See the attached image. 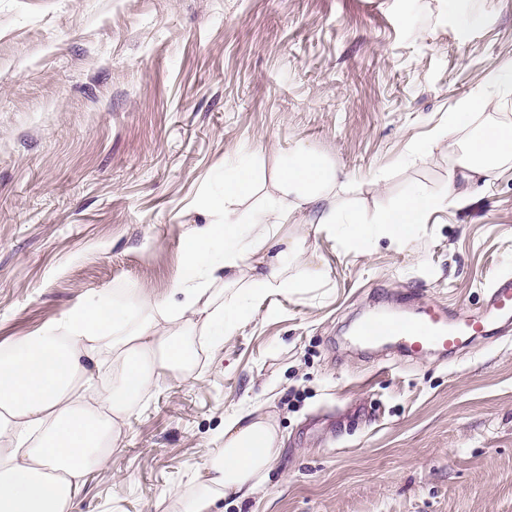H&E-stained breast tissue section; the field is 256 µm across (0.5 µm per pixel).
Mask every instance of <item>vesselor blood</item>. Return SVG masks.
Wrapping results in <instances>:
<instances>
[{"label": "vessel or blood", "mask_w": 512, "mask_h": 512, "mask_svg": "<svg viewBox=\"0 0 512 512\" xmlns=\"http://www.w3.org/2000/svg\"><path fill=\"white\" fill-rule=\"evenodd\" d=\"M488 313L457 317L435 308L419 316H370L355 328L360 342L372 344L393 337L415 354L439 350L456 352L475 338L512 324V277L493 282Z\"/></svg>", "instance_id": "obj_1"}]
</instances>
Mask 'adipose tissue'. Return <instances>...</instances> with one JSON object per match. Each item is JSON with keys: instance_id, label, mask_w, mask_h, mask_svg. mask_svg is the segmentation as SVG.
I'll use <instances>...</instances> for the list:
<instances>
[{"instance_id": "ef3b65f1", "label": "adipose tissue", "mask_w": 512, "mask_h": 512, "mask_svg": "<svg viewBox=\"0 0 512 512\" xmlns=\"http://www.w3.org/2000/svg\"><path fill=\"white\" fill-rule=\"evenodd\" d=\"M509 160L511 124L483 126L458 152L461 168L487 179ZM274 181L289 199L287 210L272 206L246 221L239 207L254 183L245 174L225 177L221 195L207 203L208 221L187 239L183 274L165 301L137 288L120 298L101 293L23 339L0 342V512H76L88 472L122 447L128 420L156 376H191L198 338L220 349L246 316L243 308L225 314L222 300L243 265L253 270L251 302L295 290L284 265L300 245H280L272 228L289 216L316 231L335 223L328 195L341 179L299 149L278 161ZM454 200L451 193L414 192L377 222L400 241L428 210ZM221 437L223 447L203 460L191 491L172 490L178 512H222V501L247 500L281 449L276 419L255 408L225 416Z\"/></svg>"}]
</instances>
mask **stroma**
Here are the masks:
<instances>
[{
	"label": "stroma",
	"instance_id": "35a3bbf8",
	"mask_svg": "<svg viewBox=\"0 0 512 512\" xmlns=\"http://www.w3.org/2000/svg\"><path fill=\"white\" fill-rule=\"evenodd\" d=\"M512 66V0H0V341L90 296L166 299L183 246L224 171L264 207L279 157L302 148L341 171L340 223L302 242L288 274L198 377L161 376L81 512H175L241 406L285 438L269 478L226 512H512V333L441 361L393 341L352 344L358 318L400 304L467 315L512 277V162L487 182L453 144L512 122L488 76ZM493 106L437 140L470 95ZM456 188L406 241L363 247L412 191Z\"/></svg>",
	"mask_w": 512,
	"mask_h": 512
}]
</instances>
